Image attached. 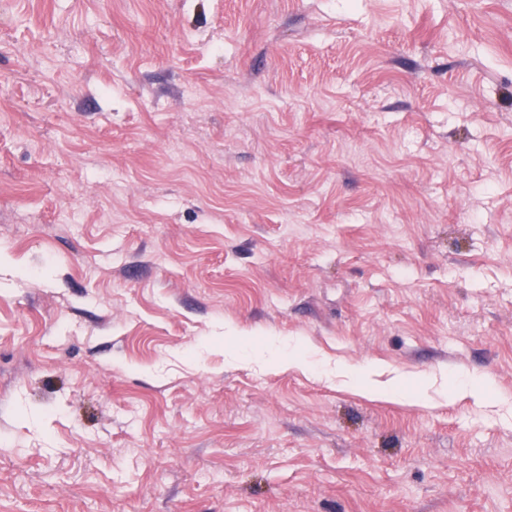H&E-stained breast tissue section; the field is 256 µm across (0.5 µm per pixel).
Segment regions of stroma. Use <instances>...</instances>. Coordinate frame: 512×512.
<instances>
[{
	"label": "stroma",
	"mask_w": 512,
	"mask_h": 512,
	"mask_svg": "<svg viewBox=\"0 0 512 512\" xmlns=\"http://www.w3.org/2000/svg\"><path fill=\"white\" fill-rule=\"evenodd\" d=\"M0 512H512V0H0ZM456 384L465 387V392L473 396L493 394L495 390V382L489 377L477 378L472 375H464L463 378L457 379Z\"/></svg>",
	"instance_id": "35a3bbf8"
}]
</instances>
